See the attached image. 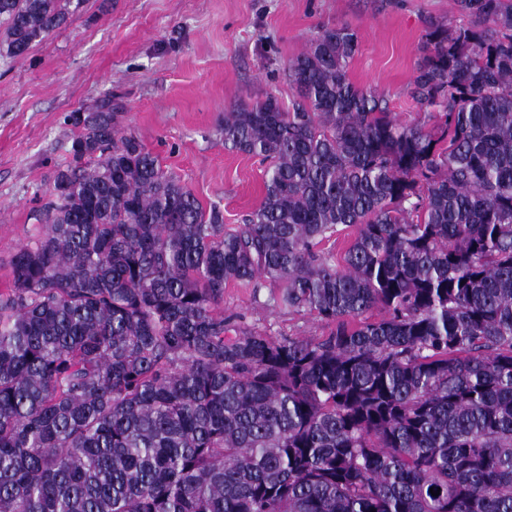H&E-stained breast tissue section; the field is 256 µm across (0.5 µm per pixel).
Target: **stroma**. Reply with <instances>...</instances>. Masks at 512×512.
<instances>
[{"label": "stroma", "mask_w": 512, "mask_h": 512, "mask_svg": "<svg viewBox=\"0 0 512 512\" xmlns=\"http://www.w3.org/2000/svg\"><path fill=\"white\" fill-rule=\"evenodd\" d=\"M453 0H83L24 56L0 60V289L48 188L70 160L69 121L101 96L203 206L233 228L259 204L265 167L225 149V112L275 96L290 103L289 59L319 26L347 25L360 50L352 82L400 120L422 119L409 94L430 20H458ZM269 289L232 284L224 308L272 336H319L324 323L272 305Z\"/></svg>", "instance_id": "1"}]
</instances>
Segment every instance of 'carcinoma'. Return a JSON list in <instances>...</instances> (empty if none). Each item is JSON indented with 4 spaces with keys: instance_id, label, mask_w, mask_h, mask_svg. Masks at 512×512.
Instances as JSON below:
<instances>
[{
    "instance_id": "1",
    "label": "carcinoma",
    "mask_w": 512,
    "mask_h": 512,
    "mask_svg": "<svg viewBox=\"0 0 512 512\" xmlns=\"http://www.w3.org/2000/svg\"><path fill=\"white\" fill-rule=\"evenodd\" d=\"M73 2L0 0V59ZM454 6L422 121L350 80L337 25L288 61L291 106L224 113V148L268 164L233 231L112 96L71 115L0 289V512H512V0ZM230 283L331 329L248 326Z\"/></svg>"
}]
</instances>
